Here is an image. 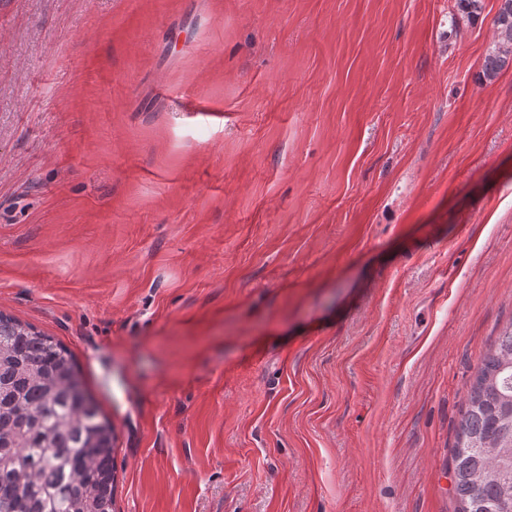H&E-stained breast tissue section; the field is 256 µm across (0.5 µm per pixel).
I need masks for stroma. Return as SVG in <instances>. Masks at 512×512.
<instances>
[{
	"mask_svg": "<svg viewBox=\"0 0 512 512\" xmlns=\"http://www.w3.org/2000/svg\"><path fill=\"white\" fill-rule=\"evenodd\" d=\"M499 0H0V313L73 353L116 512H455L512 325ZM500 1L501 5L494 18L495 40L483 59L480 80H492L512 63V0Z\"/></svg>",
	"mask_w": 512,
	"mask_h": 512,
	"instance_id": "stroma-1",
	"label": "stroma"
}]
</instances>
